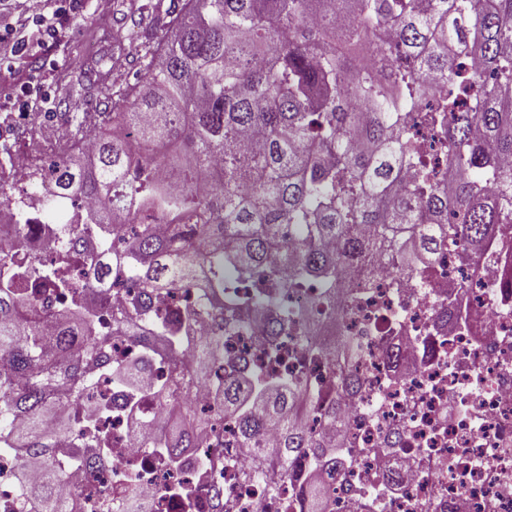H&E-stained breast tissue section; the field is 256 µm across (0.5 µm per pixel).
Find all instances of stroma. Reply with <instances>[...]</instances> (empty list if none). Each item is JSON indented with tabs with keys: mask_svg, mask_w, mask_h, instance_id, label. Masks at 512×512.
<instances>
[{
	"mask_svg": "<svg viewBox=\"0 0 512 512\" xmlns=\"http://www.w3.org/2000/svg\"><path fill=\"white\" fill-rule=\"evenodd\" d=\"M144 0H92L80 24L71 27L63 46L48 49L44 67L16 69L13 80L0 82V134H6L11 148L26 150L33 164L48 160L54 145L66 130L68 106L63 86L84 74L108 84L134 81L143 62L142 26L150 15L142 11ZM122 47H115V37ZM120 59H113L114 49ZM40 89L48 101L43 111L20 116L13 101L25 98L29 88Z\"/></svg>",
	"mask_w": 512,
	"mask_h": 512,
	"instance_id": "obj_1",
	"label": "stroma"
}]
</instances>
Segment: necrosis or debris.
Listing matches in <instances>:
<instances>
[{"label": "necrosis or debris", "instance_id": "obj_1", "mask_svg": "<svg viewBox=\"0 0 512 512\" xmlns=\"http://www.w3.org/2000/svg\"><path fill=\"white\" fill-rule=\"evenodd\" d=\"M0 178L12 189L0 209V255L8 257L32 182L11 170ZM65 244L63 222L47 217L32 226L29 251L40 264L53 263ZM379 266L376 253L365 256L336 294V318L323 322V335L351 336L362 346L361 388L348 402L344 434L351 452L335 472H312L330 492L329 512H512V224L497 226L474 269L448 246L426 284ZM366 279L372 289H361ZM236 318L246 333L231 344L250 353L255 369L330 385L327 351L314 357L292 337L270 338L250 307H239ZM273 348L281 355L276 365ZM121 394L109 375H96L94 401L114 403L97 416L111 442L82 449L63 468V484L79 494L83 512H124L133 496L153 512H283V498L261 490L273 480L289 488L270 440L243 447L234 421L219 419L210 447L171 464L130 425L136 411L166 425L167 406L151 399L133 410L122 406ZM33 462L0 452V512H17ZM244 469L253 471L252 481L242 479Z\"/></svg>", "mask_w": 512, "mask_h": 512}]
</instances>
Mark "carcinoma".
<instances>
[{"label": "carcinoma", "mask_w": 512, "mask_h": 512, "mask_svg": "<svg viewBox=\"0 0 512 512\" xmlns=\"http://www.w3.org/2000/svg\"><path fill=\"white\" fill-rule=\"evenodd\" d=\"M156 28L146 33L140 78L101 86L96 121L68 113L58 151L33 174L53 194L34 193L50 210L86 202L70 227L76 247L40 267L9 262L0 271V448L35 456L37 483L24 486L27 512H80L61 490L55 449L82 443L74 411L91 401L101 370L132 390L166 401L168 425L154 444L176 461L211 443L209 419L195 415L185 388L203 380L216 410L234 420L248 447L269 433L304 512H327L324 488L300 477L303 465L336 468L348 453L338 394L356 392L359 360L340 340L329 400L305 379L264 376L250 358L224 353L241 331L238 302L270 313L268 336H296L317 354L322 310L359 260L379 249L392 270L425 278L445 245L466 259L498 224L512 223V0H183L169 12L147 3ZM478 70L465 75L455 61ZM390 61L379 79L367 59ZM446 92L419 109L428 83ZM89 93L80 79L64 99ZM435 128L448 157L442 183L420 153L418 126ZM95 141L82 146L87 129ZM147 219L170 225L158 234ZM137 224L112 250L115 228ZM89 287L100 269L130 277L126 305L98 330L92 309L75 301L53 312L52 288H76L82 237ZM307 282L320 292L301 308L288 299ZM240 288L253 292L238 298ZM52 313L57 350L44 344ZM204 321L217 334L195 335ZM151 336L154 346L130 367L112 358L115 336ZM187 362L171 358L183 345ZM155 362L167 375L141 376ZM323 410L329 430L302 425Z\"/></svg>", "instance_id": "carcinoma-1"}]
</instances>
